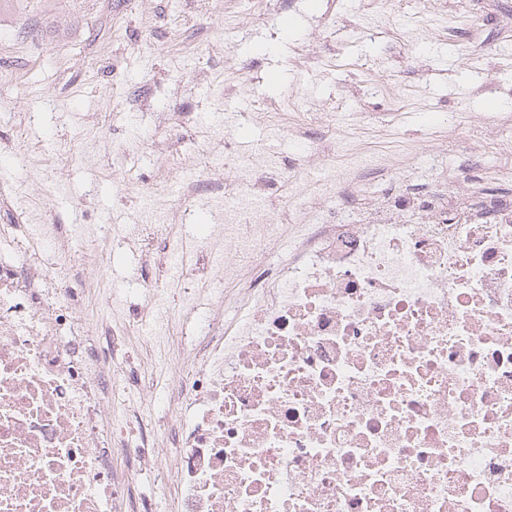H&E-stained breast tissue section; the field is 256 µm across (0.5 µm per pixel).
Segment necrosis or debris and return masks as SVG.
<instances>
[{
	"instance_id": "4bbe7bcc",
	"label": "necrosis or debris",
	"mask_w": 512,
	"mask_h": 512,
	"mask_svg": "<svg viewBox=\"0 0 512 512\" xmlns=\"http://www.w3.org/2000/svg\"><path fill=\"white\" fill-rule=\"evenodd\" d=\"M326 201L284 172L243 181L198 227L207 305L182 316L164 304L181 239L82 225L104 249L159 244L108 361L76 315L99 279L69 225L0 224V512H139L124 490L167 435L179 512H512V205L303 223ZM145 314L192 343L157 398L178 415L105 427Z\"/></svg>"
}]
</instances>
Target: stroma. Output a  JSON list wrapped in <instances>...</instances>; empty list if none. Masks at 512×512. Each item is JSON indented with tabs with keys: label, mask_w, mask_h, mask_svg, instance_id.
I'll use <instances>...</instances> for the list:
<instances>
[{
	"label": "stroma",
	"mask_w": 512,
	"mask_h": 512,
	"mask_svg": "<svg viewBox=\"0 0 512 512\" xmlns=\"http://www.w3.org/2000/svg\"><path fill=\"white\" fill-rule=\"evenodd\" d=\"M229 110L251 116L239 158L300 162L305 186L322 151L297 156L256 113H335L337 139L365 153L413 145L355 206L310 210L320 224L362 223L412 184L452 217L484 187L512 201V0H0V187L23 221L152 223L154 189L223 151L209 133ZM166 204L189 243L218 211L204 195ZM98 264L104 290L79 298L93 324L110 289L153 275L139 250ZM146 345L126 340V395L152 420Z\"/></svg>",
	"instance_id": "1"
}]
</instances>
